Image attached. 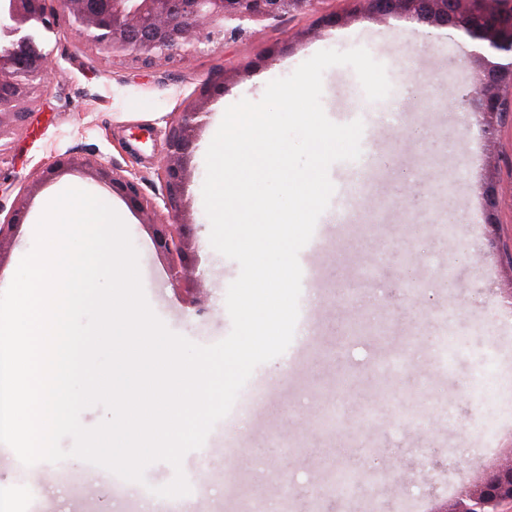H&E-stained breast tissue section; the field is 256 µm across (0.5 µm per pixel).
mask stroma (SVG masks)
<instances>
[{"mask_svg": "<svg viewBox=\"0 0 512 512\" xmlns=\"http://www.w3.org/2000/svg\"><path fill=\"white\" fill-rule=\"evenodd\" d=\"M351 9L350 0H317L313 10L258 30L249 43L156 68L100 63L58 19L44 45L53 79L27 128L0 149V208L11 210L35 172L71 152L121 167L159 201L167 121L187 102L204 100L207 117L190 150L185 198L202 299L170 286L168 265L140 213L121 196L112 202L128 216L154 313L193 342L206 336L217 342L231 330L225 297L239 274L238 264L210 245L202 196L203 147L217 131V113L244 98L259 101L269 81L323 49L366 48L395 89L419 76V92L397 101V124L376 134L373 175L348 207L350 232L341 238L328 232L317 259L319 284L301 293L300 309L316 313L314 321L297 323L302 349L256 369L271 395L238 424L250 451L235 460L256 495L282 485L311 491L339 463L358 472L362 488L326 500L324 512H419L420 505L448 500L512 448V404L502 401L496 377L476 378L483 358L512 368V113L491 145L460 107L474 77L471 65L458 61L467 36H446L422 52L419 24L353 19ZM340 15L345 23L333 24ZM365 103L350 67L325 72L322 105L330 120L345 123ZM492 166L501 205L490 225L481 183ZM74 186L101 188L71 170L34 193L0 264V284L12 280L33 243L42 210ZM367 259L375 273L362 281L357 272ZM388 353L405 361L386 377L377 361ZM330 408L334 429L309 435V420ZM431 455L444 461L443 469L428 467ZM41 489L46 512H117L103 484L76 492L47 472Z\"/></svg>", "mask_w": 512, "mask_h": 512, "instance_id": "35a3bbf8", "label": "stroma"}]
</instances>
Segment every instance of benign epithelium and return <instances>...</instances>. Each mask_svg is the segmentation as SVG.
Instances as JSON below:
<instances>
[{"instance_id": "obj_1", "label": "benign epithelium", "mask_w": 512, "mask_h": 512, "mask_svg": "<svg viewBox=\"0 0 512 512\" xmlns=\"http://www.w3.org/2000/svg\"><path fill=\"white\" fill-rule=\"evenodd\" d=\"M316 0H0V140L24 130L45 88L43 45L62 16L80 46L98 60L153 68L173 65L205 53L214 45L247 40L254 27L273 26L295 12L313 8ZM476 13L482 28L468 24ZM401 18L427 26H448L480 42L470 54L475 80L467 95L468 108L478 118L483 137L494 142L503 120L498 89L512 86V61L497 56L512 54V15L503 0H354L353 13L330 19L340 24L352 16ZM205 107L192 102L172 118L165 139V158L159 169L162 199L168 220H158L153 202L143 196L139 183L121 170L89 153H71L45 166L32 185L37 188L65 170H79L121 195L151 229L157 254L168 261L171 285L196 288L197 250L191 225L183 222L189 153L204 124ZM487 223L496 221L499 204L495 172L483 183ZM28 195L16 196L11 212L0 220V267L9 249L13 229L28 206ZM512 505V448L506 458L480 477L458 487L436 512H504Z\"/></svg>"}]
</instances>
